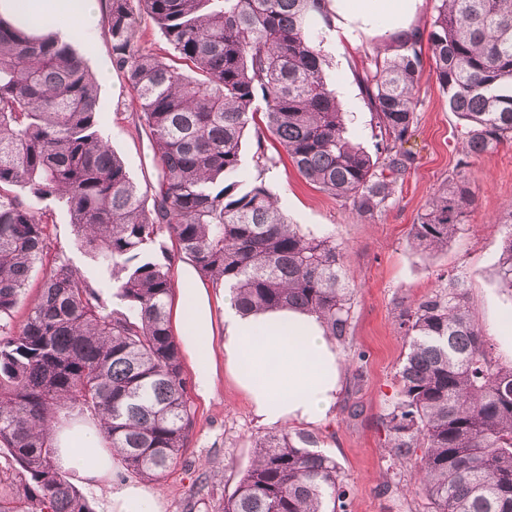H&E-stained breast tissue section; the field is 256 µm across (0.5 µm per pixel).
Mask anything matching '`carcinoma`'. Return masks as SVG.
<instances>
[{
  "mask_svg": "<svg viewBox=\"0 0 512 512\" xmlns=\"http://www.w3.org/2000/svg\"><path fill=\"white\" fill-rule=\"evenodd\" d=\"M427 32L377 52L361 79L376 113L379 157L345 136L322 46L328 0H106L112 64L149 130L157 186L134 183L100 130L97 83L67 42L0 18V512H90L55 461L54 423L99 422L123 470L161 479L192 428L180 344L169 310L177 285L164 238L204 282L228 285L243 312L311 311L342 340L353 288L341 244L288 223L265 185L243 186L241 147L256 124V158L274 138L297 172L372 218L410 156L414 89L432 62L468 158L512 141V0H435ZM150 20L184 71L138 43ZM68 212L78 246L101 261L93 281L53 259L39 294L25 288L51 250L47 211ZM473 193L465 174L438 190L411 228L431 253L458 232ZM497 274L512 293V230ZM133 311L110 309L101 290ZM27 303L24 323L11 315ZM399 390L381 418L385 450L408 464L435 512H512V365L492 357L464 286L411 302ZM306 432L267 434L224 512H349L336 460Z\"/></svg>",
  "mask_w": 512,
  "mask_h": 512,
  "instance_id": "1",
  "label": "carcinoma"
}]
</instances>
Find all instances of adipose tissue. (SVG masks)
<instances>
[{"label":"adipose tissue","mask_w":512,"mask_h":512,"mask_svg":"<svg viewBox=\"0 0 512 512\" xmlns=\"http://www.w3.org/2000/svg\"><path fill=\"white\" fill-rule=\"evenodd\" d=\"M422 0H333L342 34L382 26L406 30ZM99 0H0V18H50L61 38L96 37ZM182 327L197 392L209 397L219 373H226L246 397L258 422L320 425L332 417L343 384L342 355L326 336L319 316L295 309L241 313L223 302L224 356L216 358L211 336L212 309L206 289L184 282L177 290ZM56 462L79 483L111 491L101 512H164L161 493L137 481L113 479L112 450L92 419H64L54 427Z\"/></svg>","instance_id":"1"}]
</instances>
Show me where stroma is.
Segmentation results:
<instances>
[{
    "label": "stroma",
    "mask_w": 512,
    "mask_h": 512,
    "mask_svg": "<svg viewBox=\"0 0 512 512\" xmlns=\"http://www.w3.org/2000/svg\"><path fill=\"white\" fill-rule=\"evenodd\" d=\"M397 32L375 29L354 38L329 37L324 45L330 65L327 84L351 121L347 134L367 152L376 150L377 119L355 75L368 69L376 50L395 53ZM94 74H107L99 89V120L116 154L139 186L156 183L158 172L148 134L135 119L132 92L112 64L105 36L94 43L73 41ZM417 123L402 146L411 156L395 187L393 202L375 217L357 218L349 202L307 182L271 138L243 144L245 182H263L277 197L290 223L317 235H335L343 247V271L355 286L350 327L339 348L343 388L333 417L307 426L318 450L332 456L350 490V512H434L432 502L415 488L410 470L393 464L384 451L380 425L397 389L396 376L405 351L399 315L411 300L431 294L449 279L463 281L470 309L493 354L512 363V341L503 339L501 321L512 312V293L503 288L497 267L512 213V141L469 159L466 170L474 201L465 222L447 248L421 253L410 244L413 224L437 190L452 181L464 158L459 120L448 109L431 66H424L415 87ZM264 146L273 166L258 167L253 154ZM53 254L70 258L88 277L100 278L98 263L81 253L65 209L54 207L50 226ZM194 426L185 448L158 483L165 512H222L250 465L255 443L269 429L256 421L244 395L227 376H219L209 399L189 389Z\"/></svg>",
    "instance_id": "stroma-1"
}]
</instances>
